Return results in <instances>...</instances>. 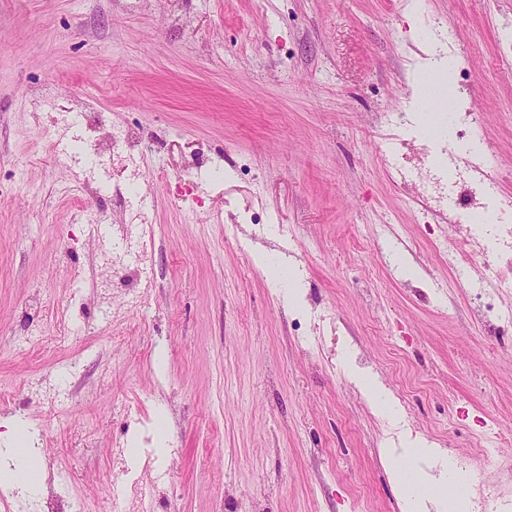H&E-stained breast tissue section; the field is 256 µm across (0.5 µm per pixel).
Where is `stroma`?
Wrapping results in <instances>:
<instances>
[{"instance_id": "1", "label": "stroma", "mask_w": 512, "mask_h": 512, "mask_svg": "<svg viewBox=\"0 0 512 512\" xmlns=\"http://www.w3.org/2000/svg\"><path fill=\"white\" fill-rule=\"evenodd\" d=\"M411 2L0 0V460L22 469L23 423L43 507L122 512L138 487L151 512H402L381 451L415 435L512 493V443H479L512 435V336L390 179L466 160L384 122L412 109L420 31L512 196V0ZM112 132L135 180L87 159Z\"/></svg>"}]
</instances>
